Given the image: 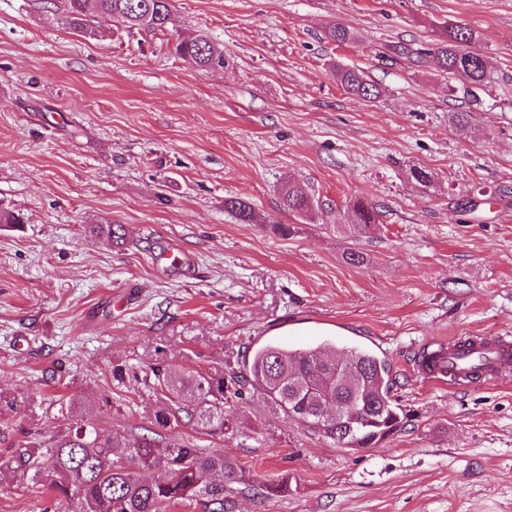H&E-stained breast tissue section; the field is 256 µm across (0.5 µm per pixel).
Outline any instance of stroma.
<instances>
[{
    "mask_svg": "<svg viewBox=\"0 0 512 512\" xmlns=\"http://www.w3.org/2000/svg\"><path fill=\"white\" fill-rule=\"evenodd\" d=\"M66 9L0 0V213L19 218L0 222V459L43 455L77 420L146 434L160 363L363 344L390 361L401 410L378 447H337L248 387L223 437L166 436L245 473L227 512H512V376L456 391L411 370L448 337L512 336V0H173L166 31L99 16L92 38ZM335 23L354 41H330ZM448 25L480 34L484 91L436 59L388 58ZM201 33L223 67L174 53ZM338 66L377 98L349 95ZM290 180L309 213L283 207ZM359 198L380 212L362 238L347 226ZM281 478L287 494L257 493ZM50 504L30 473L0 472V512Z\"/></svg>",
    "mask_w": 512,
    "mask_h": 512,
    "instance_id": "stroma-1",
    "label": "stroma"
}]
</instances>
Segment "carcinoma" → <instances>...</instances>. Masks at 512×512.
<instances>
[{"label": "carcinoma", "mask_w": 512, "mask_h": 512, "mask_svg": "<svg viewBox=\"0 0 512 512\" xmlns=\"http://www.w3.org/2000/svg\"><path fill=\"white\" fill-rule=\"evenodd\" d=\"M69 26L95 35L92 20L107 14L127 28L165 30L171 16V0H68ZM337 44L354 39L341 24L328 29ZM476 34L468 27H445L433 50L444 71L463 76L479 89L492 82L487 57L472 49ZM176 54L200 69L224 66V51L205 35L175 43ZM336 78L350 94L371 100L376 87L363 74L348 68L336 70ZM288 210L306 213L313 200L298 184L288 181L280 189ZM224 208L244 223L253 220L252 207L240 198H227ZM351 224L365 234L376 223L378 211L359 199L351 207ZM92 233L112 244L124 242L120 224H97ZM339 356L345 371L336 379V368L326 361ZM153 391L172 403L156 413L158 430L124 446V462L115 459L112 438L97 429L74 423L46 449L47 460L20 456L18 466L34 469L33 477L52 501L74 512H171L180 504L203 512H226L224 483L245 484V476L219 451H206L189 443L170 440L161 431L185 422L208 435L224 433V406L248 385L276 404L308 431L333 441L340 448H375L400 423V408L391 397L390 365L374 351L356 345L338 349L325 346L288 348L273 343L257 347L242 372L234 370L153 371ZM260 495L272 498L288 490V480L259 485Z\"/></svg>", "instance_id": "cac0c4a2"}]
</instances>
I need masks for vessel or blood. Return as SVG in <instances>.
I'll return each mask as SVG.
<instances>
[{
    "label": "vessel or blood",
    "mask_w": 512,
    "mask_h": 512,
    "mask_svg": "<svg viewBox=\"0 0 512 512\" xmlns=\"http://www.w3.org/2000/svg\"><path fill=\"white\" fill-rule=\"evenodd\" d=\"M436 359L416 363L415 372L425 380L447 381L455 388L468 387L475 381H495L504 370L512 368V341L506 337L476 336L472 341L461 337L438 344Z\"/></svg>",
    "instance_id": "obj_1"
}]
</instances>
